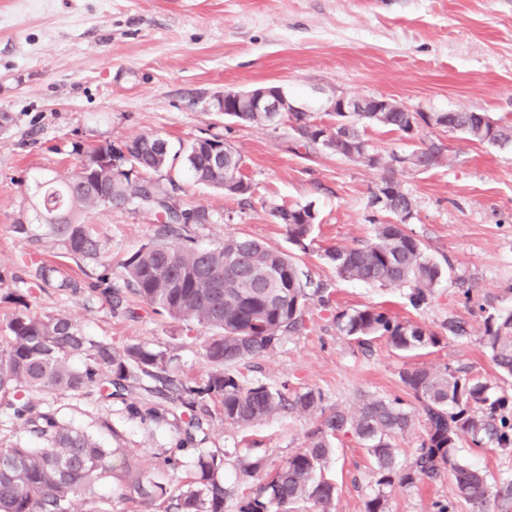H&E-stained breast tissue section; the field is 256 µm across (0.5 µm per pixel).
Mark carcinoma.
Wrapping results in <instances>:
<instances>
[{
  "mask_svg": "<svg viewBox=\"0 0 512 512\" xmlns=\"http://www.w3.org/2000/svg\"><path fill=\"white\" fill-rule=\"evenodd\" d=\"M304 146L313 148L323 130L306 112L289 115ZM339 125L326 142L353 146L351 161L368 167L384 166L378 208L392 220L375 225L373 239L361 247L336 246L324 258L339 277L368 284L406 286L416 309L428 303L442 278V269L425 252L423 244L406 229L414 214L413 198L395 177L391 162L366 148L363 126L380 125L411 138L422 125L460 133L471 141L492 145L512 142V127L492 122L479 112H386L383 121L366 112L353 122L336 116ZM442 148H422L416 160L423 167L441 161ZM87 159L71 171L55 173L35 182L33 204L36 223L46 227L63 254L74 260L96 261L103 246L84 214L90 209L140 207L161 224L162 239L142 245L124 262V282L139 302L192 331L211 332L202 345L210 365L200 385L174 383L167 376L173 355L141 344L121 349L88 336L66 315L42 319L26 312L14 314L6 324L5 344L0 346V405L40 442L30 448H0V512H70L75 500L98 512L94 487L104 479L115 481L128 499L141 498L156 512H224L228 495L222 472L223 456L200 453L185 484L171 489L145 480L138 465L121 448H106L91 434L62 421L52 410L42 411L37 401L45 396L116 397L136 414L180 418L192 412L178 439L179 449L194 443L205 432L202 417L207 402L220 405L224 422L249 426L286 411L320 414L307 447L288 458L257 488L242 493L239 512H296L300 504L309 512H334L336 486L315 477L328 456L331 439L353 435L373 457V478L378 492L365 501L364 512H386L383 489L395 484L412 486L448 474L455 498L485 512L494 496L487 475L459 454L461 448L512 447V398L489 380L473 379L458 370L419 367L404 370L400 379L418 402L425 434L411 461L400 464L392 439L408 431L414 409L399 395L370 398L357 413L342 409L324 411L321 395L313 390L288 395L262 382L245 380L240 367L263 356L304 324L310 300L324 288L312 286L299 264L283 251L249 236H234L202 248L186 235L188 223L206 224L209 212L200 206L185 207L173 193L174 181L154 178L172 167L170 152L155 134H140L117 145L110 142L85 152ZM184 166L195 182L229 194L244 196L250 182L242 173V157L213 135L191 143L183 154ZM137 177L130 178V174ZM271 214L286 227L294 242L312 232V206H276ZM103 273L90 288L101 290L114 306L121 298L110 286L112 269L100 263ZM35 278L60 290L75 286L57 267L35 264ZM341 332L356 338L384 336L399 351L435 347L439 333L399 320L377 308L343 312L336 317ZM484 347L492 361L512 376V310L490 314L485 320Z\"/></svg>",
  "mask_w": 512,
  "mask_h": 512,
  "instance_id": "carcinoma-1",
  "label": "carcinoma"
}]
</instances>
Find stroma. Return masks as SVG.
<instances>
[{
    "label": "stroma",
    "instance_id": "1",
    "mask_svg": "<svg viewBox=\"0 0 512 512\" xmlns=\"http://www.w3.org/2000/svg\"><path fill=\"white\" fill-rule=\"evenodd\" d=\"M275 85L291 104L325 126L338 95L385 96L424 112H481L512 124V0H0V336L12 313L67 315L90 336L122 347L142 343L173 351L172 379L202 383L208 372L205 330L182 326L133 298L125 260L155 241L150 213L126 208L88 212L87 222L112 266L123 298L113 308L89 286L99 263H74L45 227L19 239L12 226L28 209L36 179L75 167L79 149L120 143L141 133L172 147L217 135L243 159L252 193L232 198L194 182L182 164L171 174L184 206H205L213 223L190 225L202 245L248 235L292 255L325 287L312 300L300 332L284 336L270 354L252 360L245 377L289 393H321L324 408L356 410L367 397L403 394L404 369L447 367L498 383L512 395L483 347L488 315L512 309V143L480 144L433 126L413 138L368 125L374 152L407 153L442 145V162L398 179L415 203L408 226L444 276L428 304L414 308L408 289L339 278L323 252L359 247L373 238L372 193L384 175L325 149L300 145L290 121L271 127L235 122L212 111L215 96ZM286 203L312 206V236L290 240L270 214ZM54 264L74 278L68 290L37 287L26 257ZM376 307L439 332L437 347L401 353L386 338L361 342L341 332L336 316ZM466 336L443 334L448 320ZM106 446L125 449L152 480L175 487L199 452L224 457L230 495L224 512H238L244 487L237 463L260 458L273 472L307 444L314 416L284 412L248 428L225 424L212 410L206 433L177 451L181 464H164L176 451L169 418L131 413L115 399L61 395L41 403ZM493 487L512 481V447L466 451ZM374 460L350 435L339 437L323 474L336 486L335 512H363L377 488ZM453 494L449 479L387 488L386 512H436Z\"/></svg>",
    "mask_w": 512,
    "mask_h": 512
}]
</instances>
